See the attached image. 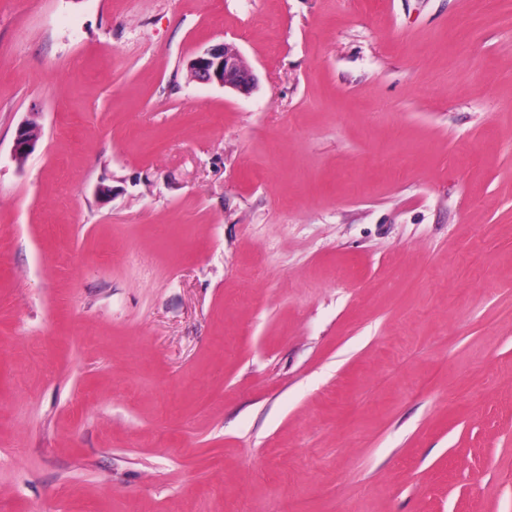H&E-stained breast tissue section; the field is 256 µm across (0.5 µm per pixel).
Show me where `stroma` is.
I'll return each mask as SVG.
<instances>
[{"instance_id": "35a3bbf8", "label": "stroma", "mask_w": 512, "mask_h": 512, "mask_svg": "<svg viewBox=\"0 0 512 512\" xmlns=\"http://www.w3.org/2000/svg\"><path fill=\"white\" fill-rule=\"evenodd\" d=\"M0 512H512V0H0ZM194 81L216 84L242 95H250L257 87L258 78L230 44L220 43L198 53L188 62ZM39 140L38 125L34 120L23 121L16 129L13 140V154L22 161L33 153Z\"/></svg>"}]
</instances>
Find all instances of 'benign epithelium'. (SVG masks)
Wrapping results in <instances>:
<instances>
[{
	"instance_id": "benign-epithelium-1",
	"label": "benign epithelium",
	"mask_w": 512,
	"mask_h": 512,
	"mask_svg": "<svg viewBox=\"0 0 512 512\" xmlns=\"http://www.w3.org/2000/svg\"><path fill=\"white\" fill-rule=\"evenodd\" d=\"M191 78L199 83L216 84L242 95L251 94L258 78L243 61L240 53L230 44L220 43L198 53L188 62ZM39 140L38 125L27 119L16 129L13 154L22 161L33 153Z\"/></svg>"
}]
</instances>
